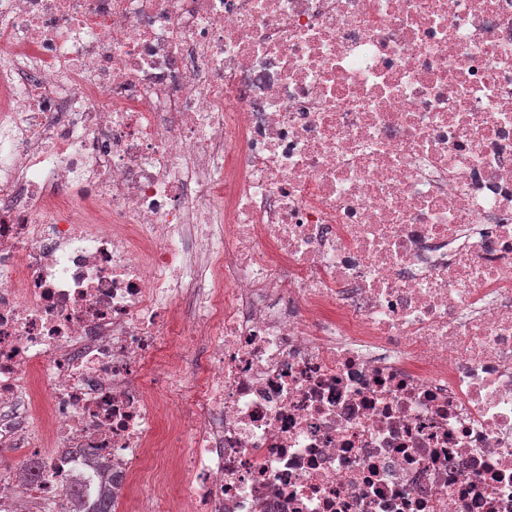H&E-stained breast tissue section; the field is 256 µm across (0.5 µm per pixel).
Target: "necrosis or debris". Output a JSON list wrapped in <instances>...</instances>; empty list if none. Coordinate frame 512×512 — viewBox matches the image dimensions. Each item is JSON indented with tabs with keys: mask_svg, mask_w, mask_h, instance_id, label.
Wrapping results in <instances>:
<instances>
[{
	"mask_svg": "<svg viewBox=\"0 0 512 512\" xmlns=\"http://www.w3.org/2000/svg\"><path fill=\"white\" fill-rule=\"evenodd\" d=\"M15 448L0 512H512V0H0ZM168 446L162 448H153V454L146 460L144 464V474L153 471L154 469H169L176 463H179L180 458L186 452V447L183 442L174 441ZM99 486L92 500L84 502L78 492L70 493L69 497L80 505L72 512H114L115 495L112 493V473L106 466L98 468Z\"/></svg>",
	"mask_w": 512,
	"mask_h": 512,
	"instance_id": "necrosis-or-debris-1",
	"label": "necrosis or debris"
}]
</instances>
